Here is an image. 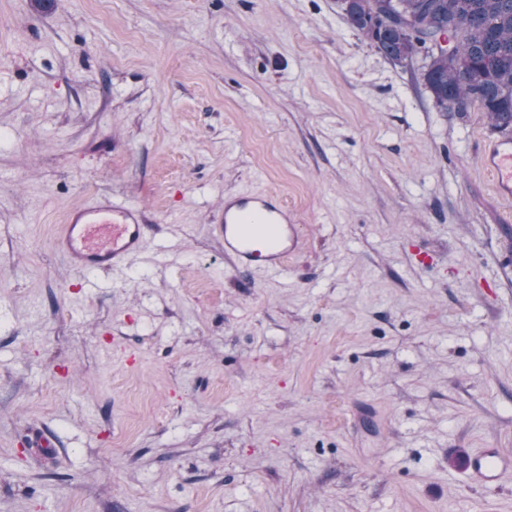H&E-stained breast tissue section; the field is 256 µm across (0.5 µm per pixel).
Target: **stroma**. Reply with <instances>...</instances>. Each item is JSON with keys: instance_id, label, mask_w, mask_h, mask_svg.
I'll return each instance as SVG.
<instances>
[{"instance_id": "obj_1", "label": "stroma", "mask_w": 512, "mask_h": 512, "mask_svg": "<svg viewBox=\"0 0 512 512\" xmlns=\"http://www.w3.org/2000/svg\"><path fill=\"white\" fill-rule=\"evenodd\" d=\"M421 67L339 0H0V512H512L448 466L512 453V200ZM258 192L284 277L224 257ZM102 196L147 245L86 288ZM219 221L224 256L240 268L282 275L305 243L302 225L296 224L291 211L274 194L225 198ZM144 222L138 208L100 199L70 212L56 249L77 272L114 274L143 252Z\"/></svg>"}]
</instances>
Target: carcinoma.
I'll use <instances>...</instances> for the list:
<instances>
[{
  "instance_id": "cac0c4a2",
  "label": "carcinoma",
  "mask_w": 512,
  "mask_h": 512,
  "mask_svg": "<svg viewBox=\"0 0 512 512\" xmlns=\"http://www.w3.org/2000/svg\"><path fill=\"white\" fill-rule=\"evenodd\" d=\"M350 27L394 62L419 58L443 112L478 106L492 128L512 130V0H351ZM454 30L452 56L428 42Z\"/></svg>"
}]
</instances>
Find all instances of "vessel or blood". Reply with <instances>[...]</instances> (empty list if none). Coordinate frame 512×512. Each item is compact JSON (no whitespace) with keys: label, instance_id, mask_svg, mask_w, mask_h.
<instances>
[{"label":"vessel or blood","instance_id":"vessel-or-blood-1","mask_svg":"<svg viewBox=\"0 0 512 512\" xmlns=\"http://www.w3.org/2000/svg\"><path fill=\"white\" fill-rule=\"evenodd\" d=\"M495 189L512 198V135L492 141L482 158ZM224 233V255L235 266L269 275L287 272L288 261L305 243L301 225L277 195L253 193L225 199L219 212ZM145 216L138 208L101 199L73 209L56 240V249L70 267L80 273L118 272L143 252ZM512 471V455L500 448H475L465 459L470 483L495 489Z\"/></svg>","mask_w":512,"mask_h":512}]
</instances>
